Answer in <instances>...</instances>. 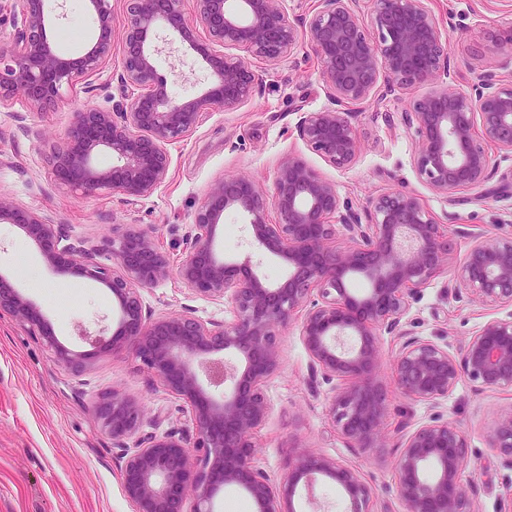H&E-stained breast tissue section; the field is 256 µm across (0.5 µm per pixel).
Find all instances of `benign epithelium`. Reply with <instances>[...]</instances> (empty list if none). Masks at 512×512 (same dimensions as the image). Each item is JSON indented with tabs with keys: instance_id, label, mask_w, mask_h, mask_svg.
<instances>
[{
	"instance_id": "7a95c632",
	"label": "benign epithelium",
	"mask_w": 512,
	"mask_h": 512,
	"mask_svg": "<svg viewBox=\"0 0 512 512\" xmlns=\"http://www.w3.org/2000/svg\"><path fill=\"white\" fill-rule=\"evenodd\" d=\"M22 2L17 37L0 47V104L20 98L42 111L104 69L114 8L112 0H89L97 36L71 58L58 52L49 34L46 0ZM194 2L203 40L187 23L181 0H125L123 65L112 74L125 93L109 108L75 112L52 149L59 185L83 195L107 190L128 202L151 196L168 177L167 146L187 137L202 113L239 107L262 80L250 62L215 46L240 48L276 65L302 37L331 106L300 113L296 133L328 164L344 168L356 159L355 117L372 95L424 86L428 92L401 121L413 130L416 175L432 192L452 197L483 189L496 164L488 145L512 156V77L484 72L468 91L448 89L441 78H453L455 64L428 0H375L373 39L362 29L357 0H316L318 11L308 22L290 19L281 0H235L238 12L228 7L230 0ZM161 29L188 44L207 70L202 93L176 96L159 75L152 42ZM102 152L112 154V165L93 164ZM229 210L241 212L253 242L288 268L285 279L271 284L250 260L224 259L216 241ZM0 223L18 227L48 266L109 288L119 318L107 339L84 333L93 347L85 353L62 345L36 305L2 276L0 311L40 337L67 367H84L101 352L133 350L154 381L191 408L190 446L174 433L137 436L141 406L121 389L97 403L99 420L122 448L121 484L136 512H215L213 501L227 484L247 494L253 512H295L298 488L311 494L320 480L342 490L346 512H371V490L359 472L332 458L294 447V465L280 480L253 464V435L269 414L263 387L280 367L277 336L290 325L309 357L311 381L331 385L332 422L356 448L387 442L378 377L386 334L399 340L395 383L411 401L434 404L464 377L481 391L512 390L511 319L485 320L456 352L404 329L412 303L442 274L458 298L512 306V238L478 237L456 262L441 225L416 195L382 194L359 213L341 206L336 185L298 153L281 159L269 189L245 177L217 181L194 214L178 275L196 293L231 303L233 318L222 325L154 315L143 306L140 290L168 278L171 262L135 224L114 230L109 268L96 261L93 246L69 239L51 216L3 195ZM356 275L369 283L360 295L346 286ZM341 336L353 339L351 350L338 346ZM226 352L239 362L224 360ZM221 387L218 399L213 391ZM488 444L512 464V405L499 414ZM470 463L466 439L449 421L432 420L404 434L396 463L403 512H466L462 476Z\"/></svg>"
}]
</instances>
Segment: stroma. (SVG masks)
Here are the masks:
<instances>
[{"label":"stroma","mask_w":512,"mask_h":512,"mask_svg":"<svg viewBox=\"0 0 512 512\" xmlns=\"http://www.w3.org/2000/svg\"><path fill=\"white\" fill-rule=\"evenodd\" d=\"M430 7L456 62L453 87L466 88L485 70L512 72V44L505 39L512 30V0H431ZM48 12L57 50L68 57L81 55L94 36L85 0H50ZM122 64L123 50L116 43L103 72L83 79L46 110L33 111L19 99L0 104V193L51 215L70 237L87 240L103 265L114 263L116 224L150 231L172 264H179L194 212L210 185L244 176L272 186L280 160L291 152L303 154L353 209L385 193L416 194L441 224L456 256H463L475 237L512 236L511 157L496 154L494 190L479 201L467 192L453 199L435 194L418 179L414 138L399 118L421 89L364 103L356 119L360 150L350 166L336 168L309 151L295 125L301 113L322 110L329 101L318 62L304 44L278 65L267 68L254 61V68L266 75L247 101L234 110L204 113L191 134L169 145L168 177L152 196L129 203L107 191L80 195L63 189L51 173L49 152L77 110L106 108L121 97L112 74ZM158 69L176 95L192 96L203 89L204 73L179 37H171ZM223 223L236 228L235 235L217 239L226 257L250 260L270 282L284 277L279 261L253 244L239 213H226ZM0 274L39 308L68 348L88 350L89 333L111 336L118 312L110 290L49 268L23 233L8 224H0ZM447 283V276L438 277L413 303L407 324L411 335L454 351L486 319L512 316L510 306L455 299ZM141 299L157 314L183 313L205 323L232 317L229 304L196 294L175 274L143 289ZM278 342L282 364L264 388L270 411L254 436L255 466L284 477L292 463L289 447L302 445L359 471L372 492V512H402L396 462L404 434L434 419L449 420L467 438L472 465L463 481L471 491V512H512V466L488 445L497 414L512 403V393L480 391L464 379L439 403L412 402L393 383L399 344L383 336L380 379L386 388L387 445L354 448L329 416L328 385L309 381V358L296 328L281 331ZM115 388L140 403V435L192 436L190 407L157 385L133 352L103 354L87 368L71 369L59 364L53 350L10 314L0 313V512H135L119 478L120 450L95 411L100 397Z\"/></svg>","instance_id":"1"}]
</instances>
